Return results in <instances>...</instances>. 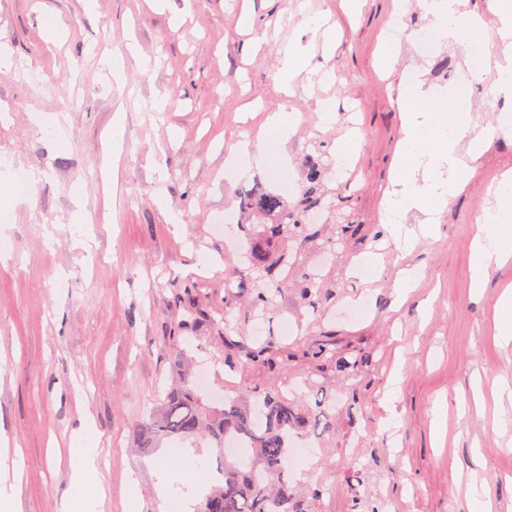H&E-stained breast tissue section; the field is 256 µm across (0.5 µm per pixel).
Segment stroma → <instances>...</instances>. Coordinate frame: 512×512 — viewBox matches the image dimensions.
<instances>
[{"mask_svg": "<svg viewBox=\"0 0 512 512\" xmlns=\"http://www.w3.org/2000/svg\"><path fill=\"white\" fill-rule=\"evenodd\" d=\"M311 16L322 28L308 25ZM428 25L418 0L402 9L396 0H95L89 11L83 0H0V51L13 60L0 72V156L13 161L0 183L17 171L47 174L31 202L0 191L12 214L0 226L9 247L0 260V442L17 454L21 512H61L71 436L86 419L104 462L86 490L103 492V512H168L149 462L191 445L145 448L140 434L164 384L203 366L211 402L255 386L296 390L310 409L325 402L330 430L315 435L311 464L295 472L299 485L323 486L318 512H349L365 493L392 512H471L474 470L491 512H512V427L498 423L512 403L493 399L498 384H512V343L498 339L512 259L492 265L483 288L471 278L472 240L492 186L512 170V138L490 141L435 235L420 234V213H409L412 250H399L380 222L410 73L444 107L468 112L475 129L512 113L495 81L498 42L461 96L473 64L448 44L425 48ZM393 28L419 37L387 57L381 44ZM288 43L309 66L287 96L278 86ZM159 95L165 111H149ZM327 100L333 118L324 123ZM281 111L296 118L282 141L288 179L225 176L241 138H257ZM54 116L63 135L42 126ZM351 125L352 163L317 190L351 223L325 217L301 236L284 234L274 250L288 266L270 302L254 305L264 281L241 260L244 191L259 184L299 200L306 162L335 165ZM224 217L231 232H214ZM408 271L417 285L402 299ZM183 321L188 329L170 339ZM266 343L273 361L225 365L228 354ZM321 345L362 356L358 375L322 367L313 356Z\"/></svg>", "mask_w": 512, "mask_h": 512, "instance_id": "stroma-1", "label": "stroma"}]
</instances>
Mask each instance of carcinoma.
<instances>
[{
  "mask_svg": "<svg viewBox=\"0 0 512 512\" xmlns=\"http://www.w3.org/2000/svg\"><path fill=\"white\" fill-rule=\"evenodd\" d=\"M326 173L319 161L309 160L306 197L298 203L258 187L244 195L242 210L258 225L245 253L252 270L270 271L269 243L281 236L284 225L301 227L308 209L318 207L314 195ZM316 356L329 358L336 373L349 377L361 367L360 359L325 346L318 348ZM328 428L324 407L303 409L278 390L241 389L219 406L207 404L186 375L179 386L164 392L155 418L143 430V447L152 448L163 441L207 440L214 448H222L226 442L244 448L241 459L219 454L215 485L196 512H317L322 490L297 489L284 458L292 438Z\"/></svg>",
  "mask_w": 512,
  "mask_h": 512,
  "instance_id": "1",
  "label": "carcinoma"
}]
</instances>
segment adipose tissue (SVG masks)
<instances>
[{"mask_svg": "<svg viewBox=\"0 0 512 512\" xmlns=\"http://www.w3.org/2000/svg\"><path fill=\"white\" fill-rule=\"evenodd\" d=\"M437 36L467 48L470 41L495 32L504 49L496 61L497 86L505 97L512 98V0H492L490 9L495 25H487L476 11L464 10L463 0H421ZM412 107L404 118V138L395 155V180L382 203L381 221L394 238H401L407 215L411 211L423 214L424 225L436 231L435 216L447 208L450 201L466 187L474 163L483 155L487 140L473 134L466 112L444 109L433 90L423 82H415L409 91ZM295 119L286 112H276L268 119L263 139L256 146L239 145L228 165L230 176L243 179L254 170L278 163L287 168L286 158H272L266 143L287 137ZM512 238V171L504 172L493 192L473 239L472 278L474 286H482L491 263L512 257L505 243ZM94 427L82 423L74 431L78 445V463L72 470V486L79 489L75 500L65 501L62 512H101V495L82 491L87 479L97 474L100 453L93 443Z\"/></svg>", "mask_w": 512, "mask_h": 512, "instance_id": "ef3b65f1", "label": "adipose tissue"}]
</instances>
